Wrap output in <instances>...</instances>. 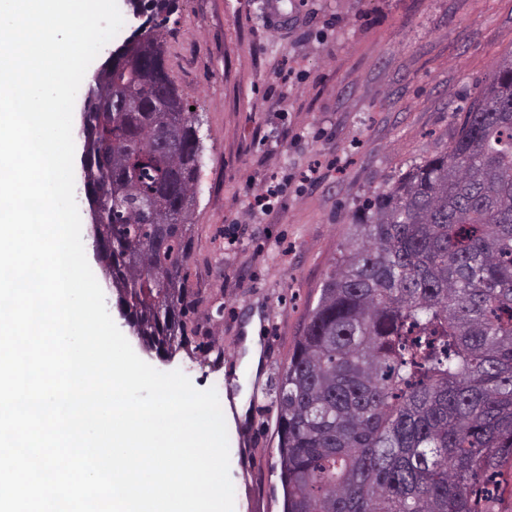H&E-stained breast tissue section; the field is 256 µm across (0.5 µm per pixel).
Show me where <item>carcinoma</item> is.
<instances>
[{"mask_svg":"<svg viewBox=\"0 0 512 512\" xmlns=\"http://www.w3.org/2000/svg\"><path fill=\"white\" fill-rule=\"evenodd\" d=\"M149 49L99 86L92 177L112 192L110 281L149 347L188 343L199 159L175 84L153 109ZM171 148L159 157L160 136ZM151 202L143 208L141 201ZM283 512H505L512 498V50L448 151L363 207L276 388Z\"/></svg>","mask_w":512,"mask_h":512,"instance_id":"obj_1","label":"carcinoma"}]
</instances>
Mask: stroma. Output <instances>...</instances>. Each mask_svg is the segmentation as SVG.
<instances>
[{"mask_svg":"<svg viewBox=\"0 0 512 512\" xmlns=\"http://www.w3.org/2000/svg\"><path fill=\"white\" fill-rule=\"evenodd\" d=\"M171 80L199 121L201 167L187 287L193 341L159 357L199 389L248 399L229 429L235 512H283L276 410L268 388L288 362L348 226L364 201L447 151L471 100L512 49V0H174L163 24ZM281 186L267 210L254 198ZM75 200L85 255L128 332ZM260 322L262 368L243 338ZM219 336L221 356L199 348Z\"/></svg>","mask_w":512,"mask_h":512,"instance_id":"stroma-1","label":"stroma"}]
</instances>
